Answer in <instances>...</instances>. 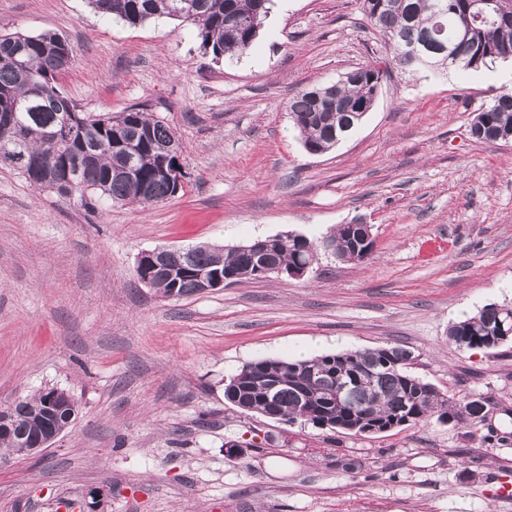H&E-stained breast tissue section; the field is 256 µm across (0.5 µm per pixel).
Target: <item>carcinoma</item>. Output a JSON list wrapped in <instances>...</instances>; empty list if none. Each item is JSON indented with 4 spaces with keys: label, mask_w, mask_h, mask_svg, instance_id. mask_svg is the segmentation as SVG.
Segmentation results:
<instances>
[{
    "label": "carcinoma",
    "mask_w": 512,
    "mask_h": 512,
    "mask_svg": "<svg viewBox=\"0 0 512 512\" xmlns=\"http://www.w3.org/2000/svg\"><path fill=\"white\" fill-rule=\"evenodd\" d=\"M272 0H91L99 13L130 25L171 18L194 25L200 46L219 60L248 52ZM367 25L391 45L392 60L405 70H423L410 61L406 46L424 41L426 57L444 68L462 70L489 67L512 55V13L499 9V0H363ZM472 27L470 40L457 56L445 60L444 47L456 42L459 26ZM73 60L70 43L62 36L0 34V113L10 109L13 125L0 130V154L8 151L14 163L0 162L30 185L53 191L82 204L100 199L112 203L153 206L175 196L177 184L159 174L169 153H181L180 139L164 121L140 108L117 116L84 112L70 136L61 134L57 113L73 104L60 90L58 76ZM382 71L375 65L356 75H341L332 85L308 88L288 101V112L305 150L320 155L330 151L353 131L352 115L336 106L360 109L373 99ZM473 125L476 139L501 142L512 135V92H504L478 112ZM363 228L341 224L331 237L333 256L342 262L362 259ZM318 246L302 235L274 237L272 251L246 254L233 246L221 249L191 246L184 249L186 270L179 278L146 268L135 269L137 279L151 276V287L165 297L197 292L196 274L219 271L239 276L263 265L286 271L300 263L314 265ZM512 307L490 304L476 314L452 323L448 336L462 350L494 349L511 341ZM414 359L402 346L344 350L303 360L262 359L236 373L225 386V398L244 412L281 420L302 419L320 429L363 434L390 431L407 422L438 415L442 422L486 420L491 399L483 394L455 399L408 371ZM281 379L269 392L255 384L259 375ZM349 385L345 401L336 389ZM44 394L10 406L12 436L0 441V452L23 455L27 443L41 431L37 416Z\"/></svg>",
    "instance_id": "carcinoma-1"
}]
</instances>
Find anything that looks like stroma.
I'll use <instances>...</instances> for the list:
<instances>
[{
	"instance_id": "obj_1",
	"label": "stroma",
	"mask_w": 512,
	"mask_h": 512,
	"mask_svg": "<svg viewBox=\"0 0 512 512\" xmlns=\"http://www.w3.org/2000/svg\"><path fill=\"white\" fill-rule=\"evenodd\" d=\"M362 5L273 0L250 51L217 61L176 20L133 27L89 0H0V33L66 37L58 83L83 112L146 108L176 131L185 172L165 203L90 208L0 169V407L51 387L79 404L41 457L0 469V512H512V444L483 442L482 427L343 433L224 397L260 359L403 346L412 374L491 396L512 432V342L465 351L448 338L452 322L512 305V142L470 132L512 83L497 65L401 69ZM367 64L384 71L372 109L308 154L289 99ZM359 222L366 260L320 250L301 278L167 298L134 274L158 247L320 244Z\"/></svg>"
}]
</instances>
